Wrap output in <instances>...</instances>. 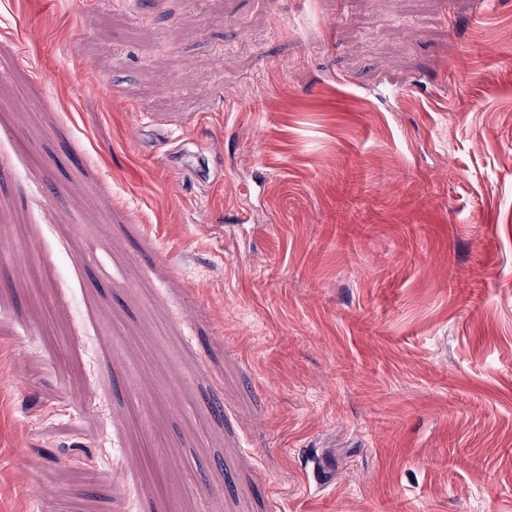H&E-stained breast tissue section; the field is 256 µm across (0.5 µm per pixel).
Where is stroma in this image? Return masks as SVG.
<instances>
[{
  "label": "stroma",
  "instance_id": "35a3bbf8",
  "mask_svg": "<svg viewBox=\"0 0 512 512\" xmlns=\"http://www.w3.org/2000/svg\"><path fill=\"white\" fill-rule=\"evenodd\" d=\"M0 225V512H512V0H0Z\"/></svg>",
  "mask_w": 512,
  "mask_h": 512
}]
</instances>
